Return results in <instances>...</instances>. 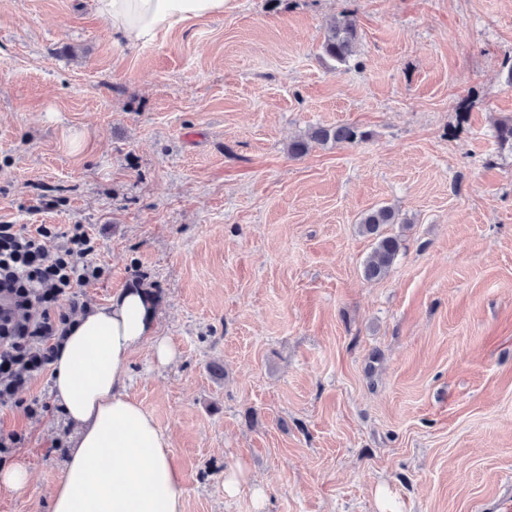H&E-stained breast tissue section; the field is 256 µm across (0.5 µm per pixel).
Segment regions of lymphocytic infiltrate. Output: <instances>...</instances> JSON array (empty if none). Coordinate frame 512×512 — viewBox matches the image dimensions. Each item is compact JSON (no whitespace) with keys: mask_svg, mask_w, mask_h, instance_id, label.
Returning a JSON list of instances; mask_svg holds the SVG:
<instances>
[{"mask_svg":"<svg viewBox=\"0 0 512 512\" xmlns=\"http://www.w3.org/2000/svg\"><path fill=\"white\" fill-rule=\"evenodd\" d=\"M49 225L0 224V407L20 405L17 394L47 366L30 346L44 336H64L77 289L101 279L92 256L97 238L82 226L48 250Z\"/></svg>","mask_w":512,"mask_h":512,"instance_id":"f902f5d3","label":"lymphocytic infiltrate"}]
</instances>
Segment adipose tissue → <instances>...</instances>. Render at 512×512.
<instances>
[{
    "label": "adipose tissue",
    "mask_w": 512,
    "mask_h": 512,
    "mask_svg": "<svg viewBox=\"0 0 512 512\" xmlns=\"http://www.w3.org/2000/svg\"><path fill=\"white\" fill-rule=\"evenodd\" d=\"M225 0H93L117 40L155 42L203 16H219ZM151 344L169 364L176 351L153 336L140 291L118 292L107 307L75 317L52 369V394L77 436L67 450L50 512H183L185 490L166 437L153 417L124 391L132 356Z\"/></svg>",
    "instance_id": "adipose-tissue-1"
}]
</instances>
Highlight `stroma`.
<instances>
[{
	"label": "stroma",
	"instance_id": "1",
	"mask_svg": "<svg viewBox=\"0 0 512 512\" xmlns=\"http://www.w3.org/2000/svg\"><path fill=\"white\" fill-rule=\"evenodd\" d=\"M511 69L512 0H225L137 46L92 0H0V224L97 234L82 301L151 292L177 356L142 348L125 389L183 512H512ZM339 124L368 137L289 156ZM382 206L403 248L369 280ZM26 397L0 512H49L74 435L50 373ZM358 40L357 26L353 21L334 23L323 33L321 49L339 67L346 65L354 56ZM397 223H400L399 214L387 206L375 209L361 219V234L374 240V247L364 266V275L367 279L377 280L385 277L395 263L400 252V238L385 236L380 229L384 224ZM29 478L27 469L20 464L7 465L0 468V485L13 489L23 488Z\"/></svg>",
	"mask_w": 512,
	"mask_h": 512
}]
</instances>
